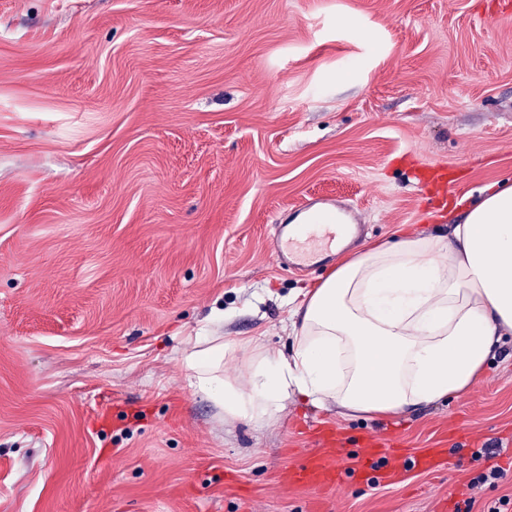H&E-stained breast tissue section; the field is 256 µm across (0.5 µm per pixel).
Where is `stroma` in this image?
<instances>
[{"label": "stroma", "instance_id": "1", "mask_svg": "<svg viewBox=\"0 0 512 512\" xmlns=\"http://www.w3.org/2000/svg\"><path fill=\"white\" fill-rule=\"evenodd\" d=\"M499 0H0V512H472L512 499V336L463 396L386 418L302 400L225 424L194 337L289 346L286 209H356L359 253L447 232L512 180V13ZM443 451L397 486L289 473L362 444ZM493 458L476 457L482 447ZM500 467V478L470 488Z\"/></svg>", "mask_w": 512, "mask_h": 512}]
</instances>
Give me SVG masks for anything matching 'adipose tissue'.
Wrapping results in <instances>:
<instances>
[{
    "label": "adipose tissue",
    "mask_w": 512,
    "mask_h": 512,
    "mask_svg": "<svg viewBox=\"0 0 512 512\" xmlns=\"http://www.w3.org/2000/svg\"><path fill=\"white\" fill-rule=\"evenodd\" d=\"M410 235L342 258L291 312L289 351L257 339L196 341L183 362L226 422L276 424L289 399L345 415L394 416L467 393L512 335V181ZM248 379L222 374L235 350Z\"/></svg>",
    "instance_id": "ef3b65f1"
}]
</instances>
